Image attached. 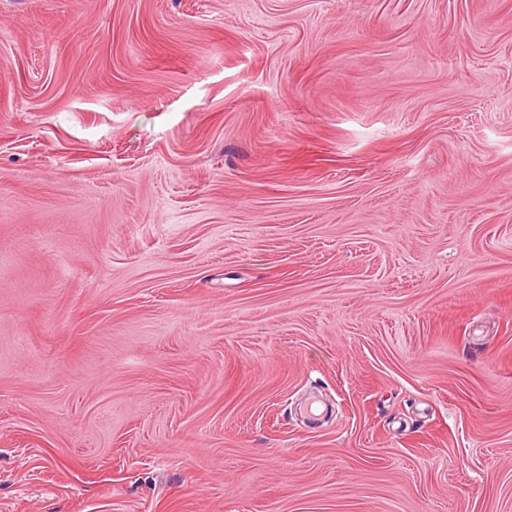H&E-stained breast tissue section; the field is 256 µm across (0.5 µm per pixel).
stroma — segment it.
Wrapping results in <instances>:
<instances>
[{
  "label": "stroma",
  "instance_id": "obj_1",
  "mask_svg": "<svg viewBox=\"0 0 512 512\" xmlns=\"http://www.w3.org/2000/svg\"><path fill=\"white\" fill-rule=\"evenodd\" d=\"M0 512H512V0H0Z\"/></svg>",
  "mask_w": 512,
  "mask_h": 512
}]
</instances>
